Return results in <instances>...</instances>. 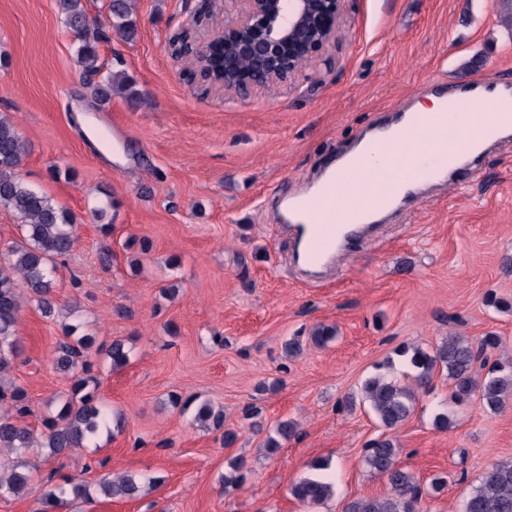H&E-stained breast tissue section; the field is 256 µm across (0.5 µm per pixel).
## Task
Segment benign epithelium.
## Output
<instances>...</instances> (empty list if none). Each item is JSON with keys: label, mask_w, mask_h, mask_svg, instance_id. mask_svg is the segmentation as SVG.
I'll use <instances>...</instances> for the list:
<instances>
[{"label": "benign epithelium", "mask_w": 512, "mask_h": 512, "mask_svg": "<svg viewBox=\"0 0 512 512\" xmlns=\"http://www.w3.org/2000/svg\"><path fill=\"white\" fill-rule=\"evenodd\" d=\"M349 0H224V25L196 41L169 38L182 74L226 98H249L293 84L336 41Z\"/></svg>", "instance_id": "obj_1"}]
</instances>
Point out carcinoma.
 I'll list each match as a JSON object with an SVG mask.
<instances>
[{
  "instance_id": "cac0c4a2",
  "label": "carcinoma",
  "mask_w": 512,
  "mask_h": 512,
  "mask_svg": "<svg viewBox=\"0 0 512 512\" xmlns=\"http://www.w3.org/2000/svg\"><path fill=\"white\" fill-rule=\"evenodd\" d=\"M68 25L81 45L78 57L87 75L100 72L98 42L108 27L127 40L137 34L133 19V0H107L106 20L89 22L84 0H56ZM131 84L121 73L108 76L93 85L91 93L98 102L111 100L112 94L129 93ZM28 152L27 142L14 123L0 115V209L21 219V239L8 246V262L0 263V453L48 450V456L61 457L77 448H86L110 425L122 428V414L109 410L100 395V379L95 373V359L103 353L112 368H122L129 361V349L122 340L106 348L96 347L95 337L76 334L77 327L64 326V337L57 345L55 370L71 379L67 398L58 410L42 420L40 432H33L24 421L33 415L25 390L9 378L19 355L16 325L24 301L36 303L42 317L55 320L60 309L52 297L51 273L57 261L70 255L76 239V224L51 200L29 189L20 177L18 166ZM498 339L484 336L478 340L450 335L432 351L406 348L410 372L404 380L379 373L362 388L363 402L378 423L393 429L406 421L416 404L418 393L426 392L436 376L448 380L449 400L466 404L479 400L481 408L491 413L503 410L512 400V362L491 360ZM194 420L212 431H223L224 445H231L236 435L224 430V409L201 403ZM294 423L281 421L275 435L268 436L264 447L276 453L281 442L295 435ZM398 450L391 439L379 438L365 448L363 462L373 474L387 480L388 491L382 496L361 497L350 501L345 512H419L423 490L411 472L397 461ZM31 481L28 471L16 465L0 464V495H20ZM107 498H136L142 492L140 482L131 475L103 478L98 483ZM290 494L299 502L322 506L332 495V484L320 475L293 484ZM88 485L76 478L51 487L43 495L45 512L62 509L68 501L89 498ZM460 512H512V460L498 462L486 469L478 485L463 497Z\"/></svg>"
}]
</instances>
